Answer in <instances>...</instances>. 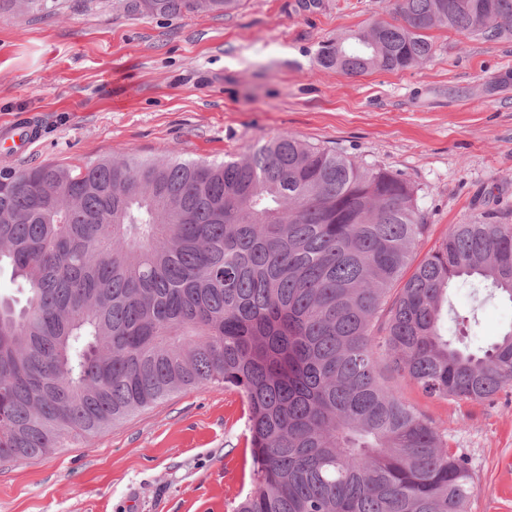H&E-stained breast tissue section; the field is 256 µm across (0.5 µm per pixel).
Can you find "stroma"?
<instances>
[{
  "label": "stroma",
  "mask_w": 512,
  "mask_h": 512,
  "mask_svg": "<svg viewBox=\"0 0 512 512\" xmlns=\"http://www.w3.org/2000/svg\"><path fill=\"white\" fill-rule=\"evenodd\" d=\"M60 3L0 16V135L31 113L41 123L15 169L129 153L229 160L286 131L408 180L428 224L418 256L478 213L512 223V35L435 28L427 63L351 77L318 51L388 19L384 0H241L177 17ZM448 303L477 309L474 347L512 327V302L473 283H452ZM386 378L466 459L469 512H512V388L472 403ZM247 438L240 394L191 388L101 435L0 463V512H232L252 488Z\"/></svg>",
  "instance_id": "35a3bbf8"
}]
</instances>
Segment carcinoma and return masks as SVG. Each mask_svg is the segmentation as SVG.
<instances>
[{
    "label": "carcinoma",
    "mask_w": 512,
    "mask_h": 512,
    "mask_svg": "<svg viewBox=\"0 0 512 512\" xmlns=\"http://www.w3.org/2000/svg\"><path fill=\"white\" fill-rule=\"evenodd\" d=\"M239 0H126L159 16ZM54 14L57 0H0ZM323 45L350 76L429 61L426 32L496 41L512 0H387ZM415 187L290 133L237 159H102L0 168V463L44 456L202 384L247 407L253 488L235 512H468L466 461L407 404L391 370L438 399L512 387V327L486 349L448 339V286L512 302V224L482 213L413 262L428 224ZM412 269L405 276L406 269Z\"/></svg>",
    "instance_id": "1"
}]
</instances>
